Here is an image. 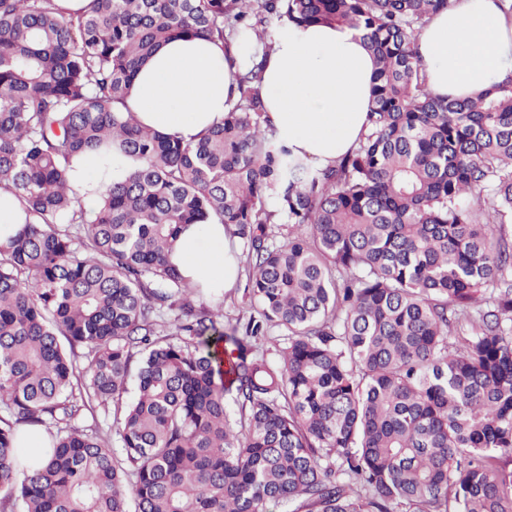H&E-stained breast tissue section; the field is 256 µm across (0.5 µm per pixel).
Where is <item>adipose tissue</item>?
Wrapping results in <instances>:
<instances>
[{
    "mask_svg": "<svg viewBox=\"0 0 512 512\" xmlns=\"http://www.w3.org/2000/svg\"><path fill=\"white\" fill-rule=\"evenodd\" d=\"M429 89L469 99L512 74V5L507 0H458L416 36ZM256 50L237 43L232 56L208 40L179 38L158 48L139 69L128 105L154 130L192 141L219 121L231 96L235 65ZM374 60L361 35L327 24L289 25L262 74L261 92L279 139L310 163L326 167L350 151L367 130ZM133 160L96 153L73 159L70 182L85 207H96ZM203 292L234 288L237 245L221 224H191L170 256Z\"/></svg>",
    "mask_w": 512,
    "mask_h": 512,
    "instance_id": "ef3b65f1",
    "label": "adipose tissue"
}]
</instances>
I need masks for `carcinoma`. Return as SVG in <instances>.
I'll use <instances>...</instances> for the list:
<instances>
[{"instance_id": "1", "label": "carcinoma", "mask_w": 512, "mask_h": 512, "mask_svg": "<svg viewBox=\"0 0 512 512\" xmlns=\"http://www.w3.org/2000/svg\"><path fill=\"white\" fill-rule=\"evenodd\" d=\"M454 2L0 0V188L26 215L0 246V512H512V75L432 94L415 36ZM284 23L356 30L374 57L368 131L334 166L270 138ZM182 36L261 47L194 143L126 104ZM86 152L137 162L95 211L69 183ZM211 223L246 247L241 335L169 262ZM271 326L278 366L255 352ZM97 407L118 453L77 425ZM21 426L52 436L22 471Z\"/></svg>"}]
</instances>
